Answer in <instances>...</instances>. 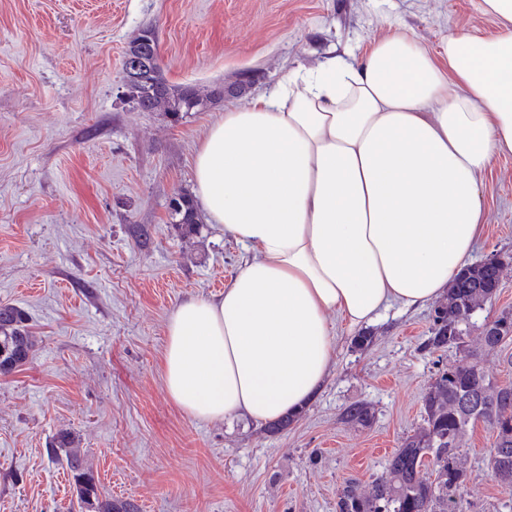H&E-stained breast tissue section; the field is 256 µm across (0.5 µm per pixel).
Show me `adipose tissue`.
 I'll list each match as a JSON object with an SVG mask.
<instances>
[{
	"label": "adipose tissue",
	"instance_id": "ef3b65f1",
	"mask_svg": "<svg viewBox=\"0 0 512 512\" xmlns=\"http://www.w3.org/2000/svg\"><path fill=\"white\" fill-rule=\"evenodd\" d=\"M445 55L401 29L290 72L202 138L193 192L247 253L216 300L171 313L162 371L194 419L268 424L322 390L335 321L432 304L470 264L484 175L512 155V0Z\"/></svg>",
	"mask_w": 512,
	"mask_h": 512
}]
</instances>
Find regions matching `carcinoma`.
<instances>
[{"label":"carcinoma","instance_id":"cac0c4a2","mask_svg":"<svg viewBox=\"0 0 512 512\" xmlns=\"http://www.w3.org/2000/svg\"><path fill=\"white\" fill-rule=\"evenodd\" d=\"M143 29L132 39L124 56H145L149 68L134 84L126 82L127 96L142 110L163 108L178 117L197 112L204 98L190 87L168 83L160 65L158 44L145 47ZM173 223L194 230L199 223L192 197L181 194L171 207ZM500 270L484 262L467 267L448 288L447 297L435 310L426 350L456 348L464 351L454 366L439 372L423 396V422L406 436L376 476L368 490L355 480H347L336 492V512H463L460 489L467 473L461 462L462 443L470 428L488 426L493 447L507 463L510 479L492 478L512 495V383L501 384L480 366L477 356L465 350V334L474 327L473 314L492 299L499 288ZM25 312L13 306L0 307V374L25 365L34 351L35 340L27 330ZM493 323L504 326L502 336L480 331L481 343L490 349L512 344V312H503ZM373 418L370 403L358 400L345 407L340 419L346 424L367 425ZM75 438L62 432L52 446L54 457L65 456L79 508L82 512H139L131 500H112L100 490L99 481L74 447Z\"/></svg>","mask_w":512,"mask_h":512}]
</instances>
